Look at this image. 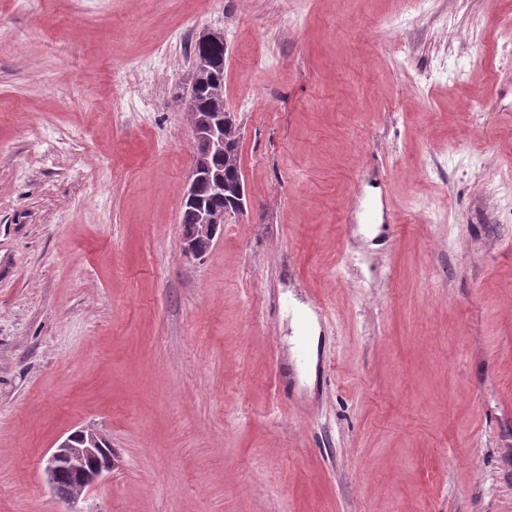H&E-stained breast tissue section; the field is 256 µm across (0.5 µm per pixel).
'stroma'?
<instances>
[{
    "instance_id": "35a3bbf8",
    "label": "stroma",
    "mask_w": 512,
    "mask_h": 512,
    "mask_svg": "<svg viewBox=\"0 0 512 512\" xmlns=\"http://www.w3.org/2000/svg\"><path fill=\"white\" fill-rule=\"evenodd\" d=\"M512 0H0V512H512ZM248 198L183 258L193 46ZM42 464L55 496L75 505L97 481L112 472L114 453L102 431L86 424L69 432L46 453Z\"/></svg>"
}]
</instances>
